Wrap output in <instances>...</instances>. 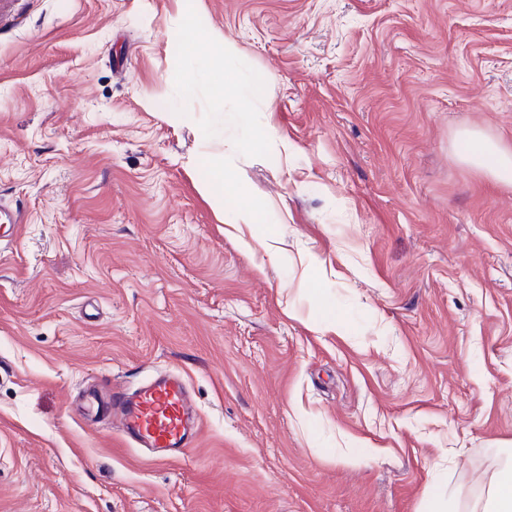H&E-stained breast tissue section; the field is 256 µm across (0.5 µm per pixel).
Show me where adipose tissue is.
<instances>
[{
	"mask_svg": "<svg viewBox=\"0 0 512 512\" xmlns=\"http://www.w3.org/2000/svg\"><path fill=\"white\" fill-rule=\"evenodd\" d=\"M168 50L179 57L178 76L182 96H190L199 84H208L214 118L203 130L205 140L224 135L227 100L247 95L249 101H266L267 79L240 70L228 71L224 62L235 53L231 41H217L204 18L192 11L179 12L164 30ZM459 159L486 172L496 181L512 184V150L478 131L463 132L457 140ZM472 512H512V448L501 450L498 465Z\"/></svg>",
	"mask_w": 512,
	"mask_h": 512,
	"instance_id": "obj_1",
	"label": "adipose tissue"
}]
</instances>
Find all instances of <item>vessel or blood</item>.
I'll use <instances>...</instances> for the list:
<instances>
[{"instance_id":"obj_1","label":"vessel or blood","mask_w":512,"mask_h":512,"mask_svg":"<svg viewBox=\"0 0 512 512\" xmlns=\"http://www.w3.org/2000/svg\"><path fill=\"white\" fill-rule=\"evenodd\" d=\"M21 221L20 208L0 200V242ZM124 441L151 449L168 460L193 447L199 432L197 412L185 378L177 372L158 375L134 388L113 387L102 405Z\"/></svg>"}]
</instances>
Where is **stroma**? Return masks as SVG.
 I'll use <instances>...</instances> for the list:
<instances>
[{
    "label": "stroma",
    "instance_id": "35a3bbf8",
    "mask_svg": "<svg viewBox=\"0 0 512 512\" xmlns=\"http://www.w3.org/2000/svg\"><path fill=\"white\" fill-rule=\"evenodd\" d=\"M8 2L0 512H467L512 442V186L455 144L512 150V0H187L271 79L210 145L176 0ZM214 153L243 189L220 211ZM170 370L200 419L180 458L78 412ZM198 190L208 198L212 205L219 211L224 207L225 193H235L237 183L234 178L224 176V157H215L209 172L208 179H202L198 182Z\"/></svg>",
    "mask_w": 512,
    "mask_h": 512
}]
</instances>
